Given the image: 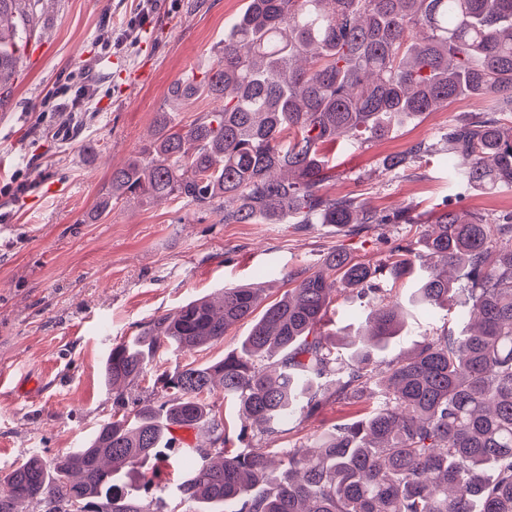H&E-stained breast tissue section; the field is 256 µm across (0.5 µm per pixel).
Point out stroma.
<instances>
[{
    "label": "stroma",
    "mask_w": 512,
    "mask_h": 512,
    "mask_svg": "<svg viewBox=\"0 0 512 512\" xmlns=\"http://www.w3.org/2000/svg\"><path fill=\"white\" fill-rule=\"evenodd\" d=\"M141 2L51 0L34 20L17 86L0 103V477L30 454L50 460L73 452L111 419L116 408L102 364L153 317L231 286L262 289L266 302H275L294 288L297 274L317 270L337 250L386 265L398 249L419 248L447 208L490 220L512 212L511 187L485 192L462 185L446 156L427 155L399 171L385 167L387 157L439 142L450 126L485 110V102L466 98L384 138L362 132L327 149L331 193L356 195L381 214L412 206L410 224H368L352 233L290 218L227 224L213 209L144 199L97 218L112 166L149 144L172 83L219 60L224 34L247 0H157L139 26ZM82 86L89 95L78 110L56 111L66 93ZM406 322L384 359L436 331H462L468 318L415 310ZM250 328L244 320L211 347L161 353L133 396L161 399L158 373L220 360ZM355 411L327 400L260 443L309 444ZM146 474L167 487L159 512H186L175 489L174 455L145 463L123 481L132 490Z\"/></svg>",
    "instance_id": "1"
}]
</instances>
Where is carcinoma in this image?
I'll return each instance as SVG.
<instances>
[{
    "instance_id": "cac0c4a2",
    "label": "carcinoma",
    "mask_w": 512,
    "mask_h": 512,
    "mask_svg": "<svg viewBox=\"0 0 512 512\" xmlns=\"http://www.w3.org/2000/svg\"><path fill=\"white\" fill-rule=\"evenodd\" d=\"M29 2L0 0V96L18 79ZM460 96L491 101L490 112L386 167L445 149L460 181L512 186V0H247L215 66L175 82L150 144L112 167L96 213L140 197L217 209L226 224L289 212L300 224H410V207L388 217L327 192L323 152L349 133L382 137ZM200 98L219 105L181 125L176 112ZM421 247L385 276L400 280L424 261L409 305L454 301L470 317L466 333L444 329L408 355L379 359L403 318L375 287L379 269L343 252L265 307L261 289L244 286L191 300L113 346L104 384L131 385L159 352L208 347L250 318L248 336L217 362L157 375L164 401L99 425L85 447L23 459L0 479V512L26 501L35 512H150L120 489V472L171 447L173 429L201 427L210 447L181 449L186 476L176 486L180 501L205 507L194 512H512V214L490 222L446 210ZM338 294L366 314L335 340L322 326ZM216 386L266 434L331 397L377 404L311 449H279L276 470L269 448L226 447L207 398Z\"/></svg>"
}]
</instances>
